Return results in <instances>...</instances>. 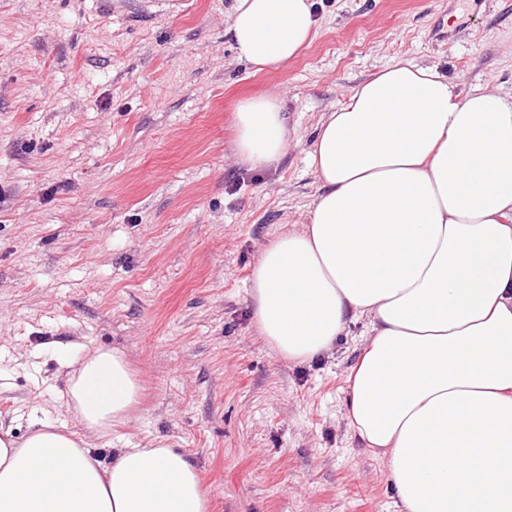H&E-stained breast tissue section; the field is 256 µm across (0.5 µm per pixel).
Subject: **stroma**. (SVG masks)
Listing matches in <instances>:
<instances>
[{
  "label": "stroma",
  "instance_id": "1",
  "mask_svg": "<svg viewBox=\"0 0 512 512\" xmlns=\"http://www.w3.org/2000/svg\"><path fill=\"white\" fill-rule=\"evenodd\" d=\"M230 0H0V420L74 425L56 347L120 350L142 386L103 456L161 442L191 458L209 512H399L352 439L346 382L370 332L283 361L252 319V270L308 223L319 123L397 61L464 94L512 95V0H315L297 58L254 72ZM279 93V163L234 154L240 99Z\"/></svg>",
  "mask_w": 512,
  "mask_h": 512
}]
</instances>
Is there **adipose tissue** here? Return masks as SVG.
<instances>
[{
	"instance_id": "1",
	"label": "adipose tissue",
	"mask_w": 512,
	"mask_h": 512,
	"mask_svg": "<svg viewBox=\"0 0 512 512\" xmlns=\"http://www.w3.org/2000/svg\"><path fill=\"white\" fill-rule=\"evenodd\" d=\"M313 0H233L224 31L256 70L299 56ZM235 150L278 163L294 136L279 96L241 100ZM308 224L265 247L254 317L284 360L330 352L349 322L371 335L348 374L347 426L382 457L400 512H512V98L460 94L398 63L320 122ZM78 430L0 424V512H208L200 472L165 445L106 459L97 441L137 409L117 350L62 353Z\"/></svg>"
}]
</instances>
